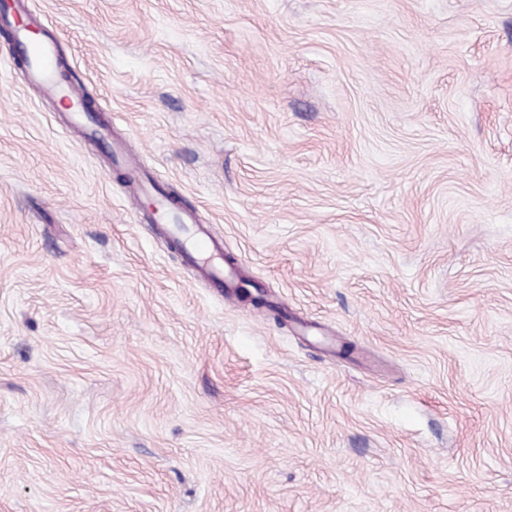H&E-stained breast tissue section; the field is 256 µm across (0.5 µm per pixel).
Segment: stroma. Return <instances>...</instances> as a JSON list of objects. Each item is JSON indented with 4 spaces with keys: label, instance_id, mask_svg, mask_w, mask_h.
I'll use <instances>...</instances> for the list:
<instances>
[{
    "label": "stroma",
    "instance_id": "35a3bbf8",
    "mask_svg": "<svg viewBox=\"0 0 512 512\" xmlns=\"http://www.w3.org/2000/svg\"><path fill=\"white\" fill-rule=\"evenodd\" d=\"M21 3L141 182L0 36V512H512V0ZM194 220V217L186 220L180 218V223L173 224L169 230L178 236L188 237L191 242L190 249L194 254L205 258H213L212 263L203 266V271L214 283L224 288V283H228L224 273V264L215 257L219 245L202 227V224H195ZM188 224H191V227Z\"/></svg>",
    "mask_w": 512,
    "mask_h": 512
}]
</instances>
